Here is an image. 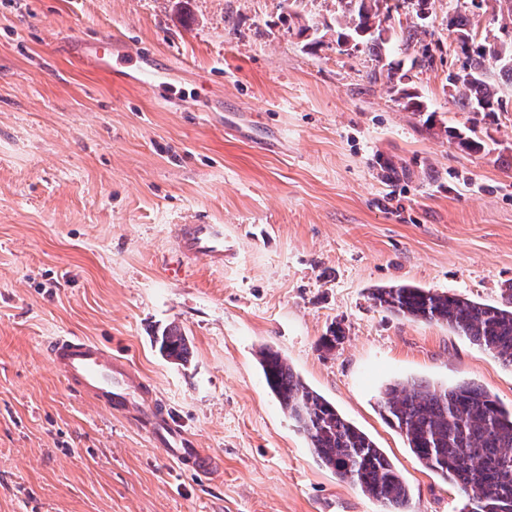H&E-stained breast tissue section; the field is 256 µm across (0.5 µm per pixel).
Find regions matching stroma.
<instances>
[{"mask_svg":"<svg viewBox=\"0 0 512 512\" xmlns=\"http://www.w3.org/2000/svg\"><path fill=\"white\" fill-rule=\"evenodd\" d=\"M188 8L185 25L175 0H0V512H379L316 462L265 385L266 345L385 451L413 512H461L377 399L410 377L471 380L511 408L512 367L371 292L496 304L512 282V82L489 66L503 100L489 117L448 84L463 62L453 17L493 39L499 13L429 0L433 63L419 67L400 42L408 2L378 54L338 45L337 0ZM302 22L324 29L321 45ZM114 37L132 58L108 73L83 62ZM142 51L150 86L133 81ZM380 71L396 85L371 83ZM179 224L223 225V267L178 265ZM169 324L186 361L154 346ZM62 335L129 361L210 471L75 394L45 349Z\"/></svg>","mask_w":512,"mask_h":512,"instance_id":"obj_1","label":"stroma"}]
</instances>
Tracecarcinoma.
I'll return each instance as SVG.
<instances>
[{"label":"carcinoma","mask_w":512,"mask_h":512,"mask_svg":"<svg viewBox=\"0 0 512 512\" xmlns=\"http://www.w3.org/2000/svg\"><path fill=\"white\" fill-rule=\"evenodd\" d=\"M507 10L509 23L494 42H476L470 17L453 19L465 62L448 74L459 102L476 112H494L502 105L487 79L489 65L512 80V0H494ZM344 32L338 42L357 40L378 52L386 43L382 26L399 4L389 0H339ZM374 304L394 315L443 323L467 337L506 366H512V284L501 302L485 304L447 292L411 285L376 288ZM160 354L184 361L187 337L170 325L155 337ZM266 386L309 442L317 461L341 481L358 486L381 512H411L412 493L383 449L310 388L271 346L259 352ZM381 416L400 431L408 448L426 468L454 485L465 499L463 512H512V410H507L474 381L433 384L406 379L380 393Z\"/></svg>","instance_id":"carcinoma-1"}]
</instances>
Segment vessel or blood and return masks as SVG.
<instances>
[{
    "label": "vessel or blood",
    "mask_w": 512,
    "mask_h": 512,
    "mask_svg": "<svg viewBox=\"0 0 512 512\" xmlns=\"http://www.w3.org/2000/svg\"><path fill=\"white\" fill-rule=\"evenodd\" d=\"M179 252L184 259L204 258L224 263V227L220 224H180L176 227ZM57 373L76 391L109 412L134 423L156 446L175 461L206 471L211 460L197 441L159 404L153 389L122 358L98 342L60 336L48 347Z\"/></svg>",
    "instance_id": "vessel-or-blood-1"
}]
</instances>
